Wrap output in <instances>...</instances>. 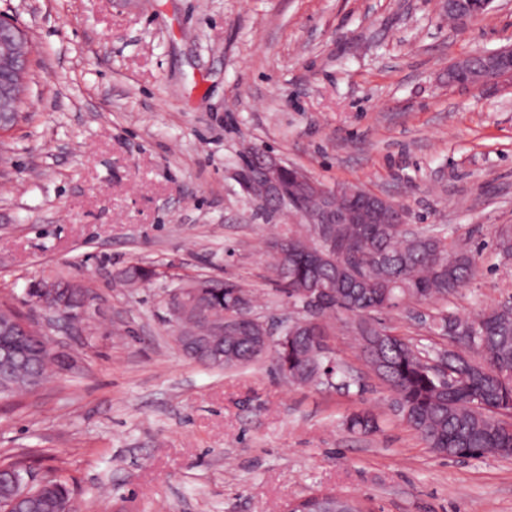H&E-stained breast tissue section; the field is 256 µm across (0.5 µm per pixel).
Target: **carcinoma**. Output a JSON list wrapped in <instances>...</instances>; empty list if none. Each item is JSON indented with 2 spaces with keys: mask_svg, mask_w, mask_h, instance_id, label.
<instances>
[{
  "mask_svg": "<svg viewBox=\"0 0 512 512\" xmlns=\"http://www.w3.org/2000/svg\"><path fill=\"white\" fill-rule=\"evenodd\" d=\"M481 67L475 58L448 70V84L471 80ZM309 234H290L298 252L285 257L270 241V270L281 284L288 303L305 308L306 293L325 290L326 303L317 314L305 316L296 326L290 320L281 335L261 348L259 326L248 322L237 336L224 337L223 366L249 364L263 355H273L277 372L296 385L336 387L364 391L362 378L350 374L324 351L330 335V319L346 314L358 319L356 335L360 353L370 372L394 397L396 411L427 447L448 458H480L491 454L512 457V306L509 303L485 309L472 318L448 310V296L467 285L476 272L471 251L461 246L450 251L446 240L453 229L403 236L389 221L379 224L336 226V253L320 274L306 263L303 254L319 245L321 225H308ZM496 245L505 257H512V228L497 231ZM157 269L138 264L129 266L122 278L128 284L148 282ZM202 317L181 321L184 340L200 351L193 360L215 366L206 354L204 342L211 336V322L224 311L251 313L252 294L239 284L205 279L200 281ZM62 294L77 308L88 298L87 291L69 282ZM407 302L437 305L430 329L448 336L455 329L460 344L480 354L476 360L452 348L431 357L405 338L377 327L373 314L393 310ZM0 346L13 349L0 360V394H15L38 387L51 374L67 369L61 359L43 355L41 338L30 331L23 336H1ZM383 419L370 409L354 412L345 420L352 434H372ZM0 473V505L15 495V476L21 472L4 467ZM32 512H71L70 491L57 475L29 489Z\"/></svg>",
  "mask_w": 512,
  "mask_h": 512,
  "instance_id": "cac0c4a2",
  "label": "carcinoma"
}]
</instances>
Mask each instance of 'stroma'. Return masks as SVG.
Masks as SVG:
<instances>
[{"label": "stroma", "instance_id": "obj_1", "mask_svg": "<svg viewBox=\"0 0 512 512\" xmlns=\"http://www.w3.org/2000/svg\"><path fill=\"white\" fill-rule=\"evenodd\" d=\"M38 44L21 116L0 135V301L76 367L0 398V465L66 479L76 512H284L319 491L372 512H512V459L433 453L391 407L337 316L327 339L364 374L346 394L298 386L271 357L209 368L185 357L164 296L228 278L273 323L292 308L268 243L297 229L235 178L263 149L323 184L447 224L477 273L462 316L512 300V90L452 86L450 63L512 44V0L463 24L445 0H0ZM160 274L137 288L121 272ZM65 278L92 299L81 333L46 326L26 290ZM434 307L377 314L432 350ZM372 409L382 432L343 419Z\"/></svg>", "mask_w": 512, "mask_h": 512}]
</instances>
